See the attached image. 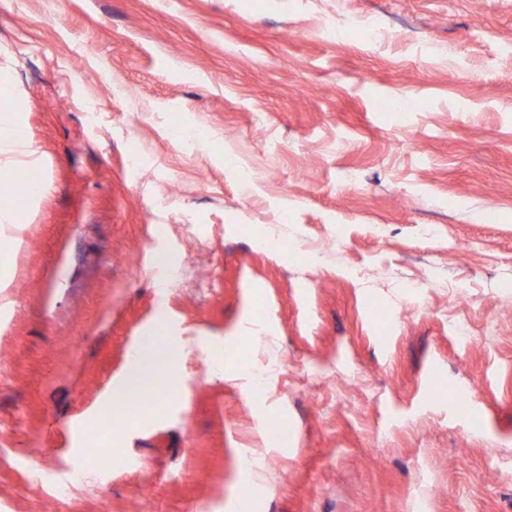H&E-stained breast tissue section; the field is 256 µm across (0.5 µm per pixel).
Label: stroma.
<instances>
[{"instance_id":"1","label":"stroma","mask_w":512,"mask_h":512,"mask_svg":"<svg viewBox=\"0 0 512 512\" xmlns=\"http://www.w3.org/2000/svg\"><path fill=\"white\" fill-rule=\"evenodd\" d=\"M0 81V512H233L254 451V512H512V0H0ZM159 328L182 382L98 466Z\"/></svg>"}]
</instances>
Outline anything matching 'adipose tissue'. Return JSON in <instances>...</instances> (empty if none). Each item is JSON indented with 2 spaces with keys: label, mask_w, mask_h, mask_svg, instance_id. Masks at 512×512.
I'll list each match as a JSON object with an SVG mask.
<instances>
[{
  "label": "adipose tissue",
  "mask_w": 512,
  "mask_h": 512,
  "mask_svg": "<svg viewBox=\"0 0 512 512\" xmlns=\"http://www.w3.org/2000/svg\"><path fill=\"white\" fill-rule=\"evenodd\" d=\"M181 348V341L174 339L165 349L143 345L131 354L126 371L113 382L102 408L103 414L113 417L110 447H120L128 427L155 421L158 407L147 399L179 382Z\"/></svg>",
  "instance_id": "1"
}]
</instances>
